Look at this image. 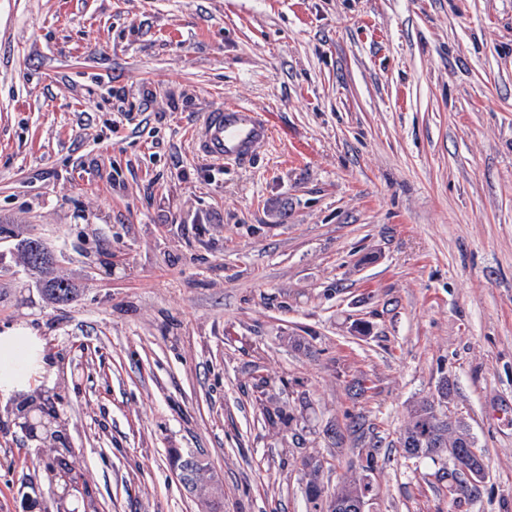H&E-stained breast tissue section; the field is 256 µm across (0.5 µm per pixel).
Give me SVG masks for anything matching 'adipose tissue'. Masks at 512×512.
Masks as SVG:
<instances>
[{"label":"adipose tissue","mask_w":512,"mask_h":512,"mask_svg":"<svg viewBox=\"0 0 512 512\" xmlns=\"http://www.w3.org/2000/svg\"><path fill=\"white\" fill-rule=\"evenodd\" d=\"M50 367L42 338L27 328L0 335V392L29 391Z\"/></svg>","instance_id":"obj_1"}]
</instances>
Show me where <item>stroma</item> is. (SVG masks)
Returning a JSON list of instances; mask_svg holds the SVG:
<instances>
[{"label": "stroma", "mask_w": 512, "mask_h": 512, "mask_svg": "<svg viewBox=\"0 0 512 512\" xmlns=\"http://www.w3.org/2000/svg\"><path fill=\"white\" fill-rule=\"evenodd\" d=\"M239 102L271 138L198 155ZM131 111L124 119L123 111ZM40 238L77 296L49 301ZM37 330L36 384L88 496L58 503L0 394V512H309L379 444L366 512H512V0H0V330ZM449 409L487 466L399 444ZM299 419L278 434L260 400ZM268 129L260 114L239 103L207 112L193 145L209 159L248 161L267 140Z\"/></svg>", "instance_id": "obj_1"}]
</instances>
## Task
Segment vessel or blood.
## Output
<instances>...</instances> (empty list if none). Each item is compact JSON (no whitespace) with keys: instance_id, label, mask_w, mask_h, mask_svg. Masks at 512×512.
I'll return each instance as SVG.
<instances>
[{"instance_id":"vessel-or-blood-1","label":"vessel or blood","mask_w":512,"mask_h":512,"mask_svg":"<svg viewBox=\"0 0 512 512\" xmlns=\"http://www.w3.org/2000/svg\"><path fill=\"white\" fill-rule=\"evenodd\" d=\"M267 138V126L258 112L243 104L228 103L206 113L193 145L219 163L245 162Z\"/></svg>"}]
</instances>
